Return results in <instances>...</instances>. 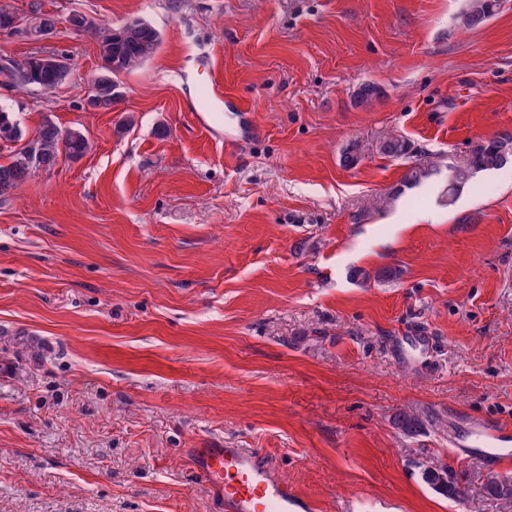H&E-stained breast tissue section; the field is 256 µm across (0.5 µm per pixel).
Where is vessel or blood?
Returning a JSON list of instances; mask_svg holds the SVG:
<instances>
[{"mask_svg": "<svg viewBox=\"0 0 512 512\" xmlns=\"http://www.w3.org/2000/svg\"><path fill=\"white\" fill-rule=\"evenodd\" d=\"M241 115L239 132L225 135L226 148H237L242 139L253 136V109L236 102ZM451 448L479 457L498 468L512 463V427L498 422L470 423L465 436L453 438ZM197 465L209 487L218 494L224 512H310V504L277 477L262 453L254 448H201Z\"/></svg>", "mask_w": 512, "mask_h": 512, "instance_id": "vessel-or-blood-1", "label": "vessel or blood"}]
</instances>
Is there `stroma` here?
<instances>
[{
  "instance_id": "stroma-1",
  "label": "stroma",
  "mask_w": 512,
  "mask_h": 512,
  "mask_svg": "<svg viewBox=\"0 0 512 512\" xmlns=\"http://www.w3.org/2000/svg\"><path fill=\"white\" fill-rule=\"evenodd\" d=\"M468 4L0 0L162 38L114 110L89 112L90 35L0 32V56L70 68L0 108L90 143L0 202V512H219L189 451L224 446L261 449L318 512H512L483 493L512 466L448 445L449 423H512V178L444 196L469 144L512 131V0L474 28ZM212 74L258 126L230 155L236 112L197 103ZM364 82L381 95L359 105ZM390 132L437 165L430 182L370 152L341 166L350 140ZM383 266L400 278L354 275Z\"/></svg>"
}]
</instances>
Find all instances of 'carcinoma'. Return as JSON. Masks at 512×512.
<instances>
[{
	"label": "carcinoma",
	"mask_w": 512,
	"mask_h": 512,
	"mask_svg": "<svg viewBox=\"0 0 512 512\" xmlns=\"http://www.w3.org/2000/svg\"><path fill=\"white\" fill-rule=\"evenodd\" d=\"M498 0H469L464 21L467 26L482 24L496 11ZM97 41L102 60L101 69L105 73L118 75L142 66L157 52L161 44L159 31L142 18L126 20L118 27L110 24L87 26ZM62 77L58 68L43 64L42 57L30 55L21 61L17 70L0 67V84L12 83L14 88L36 87L53 84ZM0 147L11 149L9 162L0 164V200L7 199L33 172L54 168L62 155L70 159L80 158L89 150V141L78 129H63L51 118L43 119L32 137H27L13 113L0 108ZM378 154L411 161L406 173V181L418 186L435 174L433 163L421 159V152L406 137L388 133L375 143ZM367 148L358 140L349 142L342 151L341 163L352 169L365 157ZM512 155V132L507 130L491 139L474 144L467 158L449 169L447 202L451 203L458 192L467 185L473 176L486 170H499L505 166L503 154ZM400 271L393 267H383L370 274L364 270L355 272L364 280L374 278L381 282L398 279ZM487 495L505 502L512 501V481L492 478L484 486Z\"/></svg>",
	"instance_id": "obj_1"
}]
</instances>
